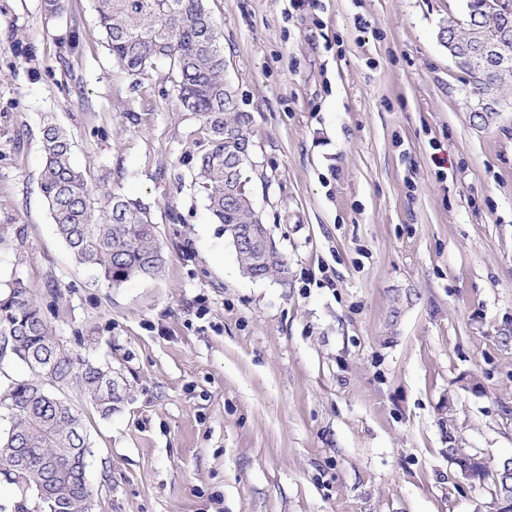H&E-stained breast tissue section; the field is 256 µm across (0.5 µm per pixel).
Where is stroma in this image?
<instances>
[{"instance_id":"35a3bbf8","label":"stroma","mask_w":512,"mask_h":512,"mask_svg":"<svg viewBox=\"0 0 512 512\" xmlns=\"http://www.w3.org/2000/svg\"><path fill=\"white\" fill-rule=\"evenodd\" d=\"M464 0H207L249 113L247 189L286 278H245L190 186L168 67L113 65L91 0H0V279L110 363L92 512H491L449 449L512 457V108L481 119L438 38ZM150 205L166 265L97 282L39 188L42 129Z\"/></svg>"}]
</instances>
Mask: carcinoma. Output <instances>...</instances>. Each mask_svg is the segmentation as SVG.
I'll list each match as a JSON object with an SVG mask.
<instances>
[{
    "label": "carcinoma",
    "instance_id": "1",
    "mask_svg": "<svg viewBox=\"0 0 512 512\" xmlns=\"http://www.w3.org/2000/svg\"><path fill=\"white\" fill-rule=\"evenodd\" d=\"M487 0H466L473 25L450 30L467 43L492 35ZM97 23L112 61L142 76L159 61L169 64L177 99L197 120L189 158L193 187L207 202L227 239L255 245L263 264H239L244 277H285L287 263L247 191L253 161L239 154L251 141L250 116L241 112L224 81V45L206 0H93ZM474 95L512 87L509 73H467ZM41 190L55 231L79 264L112 288L162 273L165 257L150 206L139 199L105 193L71 160L72 143L61 127L43 128ZM0 350L29 371L0 386V410L10 427L0 430V475L32 499L40 512H91L87 467L92 445L78 411L54 389L75 385L102 416L124 402V388L108 386L112 367L66 348L20 278L0 288Z\"/></svg>",
    "mask_w": 512,
    "mask_h": 512
}]
</instances>
